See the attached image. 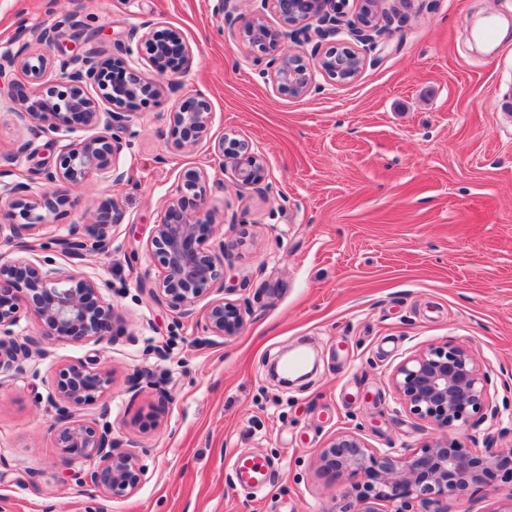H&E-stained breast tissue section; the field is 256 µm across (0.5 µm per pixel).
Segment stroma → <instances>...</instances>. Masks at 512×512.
<instances>
[{
	"label": "stroma",
	"instance_id": "1",
	"mask_svg": "<svg viewBox=\"0 0 512 512\" xmlns=\"http://www.w3.org/2000/svg\"><path fill=\"white\" fill-rule=\"evenodd\" d=\"M213 6L86 0L103 57L125 60L130 30L150 21L180 32L194 61L177 93L132 111L140 135L121 153L124 181L73 189L41 227L66 234L102 198L123 212L111 253L87 257L81 271L111 283L105 299L124 334L49 344L22 372L0 373V512H338L349 486L319 463L336 436L380 453L445 436L468 449L512 446V0H384L394 21L360 76L316 74V91L299 98L272 87L268 55L221 29ZM73 9L0 0V56ZM54 84L51 69L38 82L0 69V159L13 158L16 180L59 162V144L32 138L18 118ZM198 93L210 129L174 150L164 134ZM226 135L262 157L260 189L225 172L217 143ZM27 139L33 157L14 158ZM199 170L216 232L232 243L223 298L244 322L227 339L202 330L211 296L184 318L146 289L160 273L148 246L166 201ZM444 344L474 355L497 418L479 413L444 431L399 400L396 368ZM286 350L307 351L316 371L279 383L268 366ZM89 357L112 389L80 416L106 415L143 468L121 498L94 494L86 463L54 443L59 372ZM137 371L164 375V391L129 389ZM242 454L272 463L262 491L233 481Z\"/></svg>",
	"mask_w": 512,
	"mask_h": 512
}]
</instances>
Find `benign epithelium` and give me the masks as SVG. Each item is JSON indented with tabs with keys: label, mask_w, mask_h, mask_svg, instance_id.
Masks as SVG:
<instances>
[{
	"label": "benign epithelium",
	"mask_w": 512,
	"mask_h": 512,
	"mask_svg": "<svg viewBox=\"0 0 512 512\" xmlns=\"http://www.w3.org/2000/svg\"><path fill=\"white\" fill-rule=\"evenodd\" d=\"M233 0H216L214 14L221 24H241V35L251 48L275 52L290 42L311 45L314 67L304 63L297 54L282 52L270 64V80L278 91L291 97L305 96L312 91L314 70L331 79L346 82L358 77L365 57L357 49L336 59V53L321 54L322 43L346 35L369 49L375 48L385 34L386 25L379 16L360 6L353 21L342 19L348 0H260L273 4L283 26L267 25L262 13L249 17L236 14ZM84 22L70 14L35 32V41L44 53L34 57L19 51L0 57L38 79L48 57L57 54V81L61 90L56 102L38 96L25 101L26 111L18 113L36 136H52L62 126L76 122L102 127V134L79 143L61 146L59 166L40 163L27 181L12 179L13 169L0 165V201L7 202L11 219L9 241L23 251H42L29 259L18 256L4 259L0 255V371H20L21 361L30 357L37 341L15 335L22 307H33L40 325V335L52 342L116 341L121 333L114 328V314L104 300L103 292L111 284L102 279L86 277L74 269L57 265L49 252H58L68 260H80L88 253H105L112 243V227L122 223L124 216L111 200L97 207L94 220L88 224L72 223L67 234L37 245L29 242L36 235L45 216L36 210L49 211L68 203L69 192L93 176L116 183L125 178L120 162L123 147L138 137L124 111L101 112L85 93L89 84L107 90V98L124 103L141 95L156 96L176 92L174 78L186 72L193 59L192 48L176 30L161 33L154 24L145 22L134 29L129 41L150 46L148 62L155 79L144 80L137 75L139 60L132 46L124 47L129 63L128 79L111 83L107 78L112 61L101 58L91 42L84 43L81 53L67 54L58 43L67 33L76 39ZM212 121L207 98L199 94L183 101L173 116L172 147L188 150L206 134ZM224 157V166L231 169L243 186L257 185L263 180L262 158L247 143L225 137L217 144ZM205 173L199 172L185 180L171 195L163 217L156 225L151 240L153 254L162 268L159 279L150 288L154 300L165 304L181 317L194 314L200 297L212 290L224 289L217 254L230 244L224 240L210 243V214L204 209V198L198 192ZM198 198L195 209L185 206L187 194ZM21 210L24 223L15 222V210ZM243 324L237 308L222 300L214 301L204 320L203 329L212 336L229 338ZM394 387L409 411L439 427L465 422L471 414L484 409L497 416V408L487 396V379L480 372L469 352L458 346H435L418 353L396 370ZM111 385L108 373L98 367L95 358L72 365L61 372L58 385V423L55 444L66 455L89 462L85 483L107 498L123 497L135 491L141 476L136 455L120 451L112 439L109 421L87 424L77 418L73 408L100 398ZM321 466L336 478L350 482L354 503L347 512H375L374 504L397 505L395 512H448V500L486 490L500 481L509 485L506 496L490 512H512V448H485L476 453L462 448L453 440L439 439L418 451L404 454L376 453L353 435H343L322 451Z\"/></svg>",
	"instance_id": "obj_1"
}]
</instances>
